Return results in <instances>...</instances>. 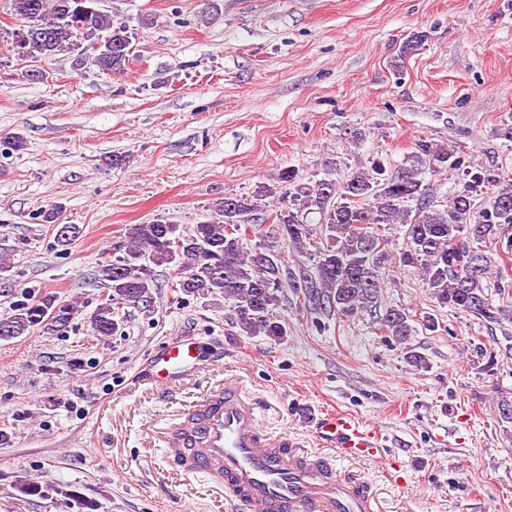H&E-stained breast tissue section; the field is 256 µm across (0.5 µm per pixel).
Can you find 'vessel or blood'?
I'll list each match as a JSON object with an SVG mask.
<instances>
[{
  "instance_id": "vessel-or-blood-1",
  "label": "vessel or blood",
  "mask_w": 512,
  "mask_h": 512,
  "mask_svg": "<svg viewBox=\"0 0 512 512\" xmlns=\"http://www.w3.org/2000/svg\"><path fill=\"white\" fill-rule=\"evenodd\" d=\"M207 363L196 335L185 332L153 351L145 378L170 391ZM317 430L341 456L385 460L380 433L360 427L349 415H325ZM158 440L184 473L208 475L247 512H380L363 485L318 462L291 456L280 437L266 433L255 398L233 376L168 422Z\"/></svg>"
}]
</instances>
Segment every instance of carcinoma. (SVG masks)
I'll list each match as a JSON object with an SVG mask.
<instances>
[{
    "instance_id": "cac0c4a2",
    "label": "carcinoma",
    "mask_w": 512,
    "mask_h": 512,
    "mask_svg": "<svg viewBox=\"0 0 512 512\" xmlns=\"http://www.w3.org/2000/svg\"><path fill=\"white\" fill-rule=\"evenodd\" d=\"M19 28L12 32L11 51L17 52L22 32L43 34L31 60L42 62L59 54L75 55V65L90 63L105 76L127 73L136 28L100 8L101 0H10ZM413 165L390 168L378 159L342 179L329 176L304 180L294 168L279 170L272 186L248 196L232 195L215 205L211 220L184 228L157 221L135 224L126 234L120 255L96 270L107 289L90 315L93 335L106 340L118 330L126 306H150L158 285L153 268L174 270L169 288L176 295L221 297L232 308L242 336H265L279 341L288 328L277 315L287 294L310 309L338 317L370 313L381 294L379 270L391 259L413 267L438 304L490 325L512 322V305L494 304L492 295L512 294V238L505 242L504 262L489 293L485 251L498 247L512 227V182L466 171L470 184L452 197L437 199L419 178L422 170L448 175L464 161L453 157L443 143L421 140ZM490 186L492 210L476 211L473 192ZM279 197L270 209L269 199ZM269 214L278 235L297 256L295 264L264 255L259 216ZM61 208L45 211L54 225L57 245L67 247L80 235L75 224L59 223ZM318 217L320 235L310 228ZM404 227L398 255L390 250L391 230ZM75 307L55 296L18 304L0 317L17 338L34 330L63 332ZM383 331L404 343L415 332L410 316L388 308L379 316Z\"/></svg>"
}]
</instances>
